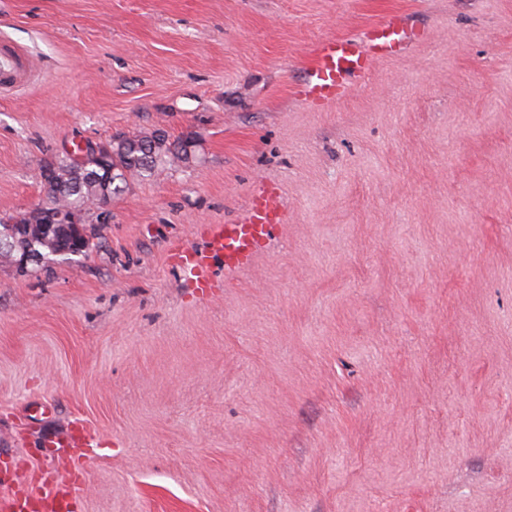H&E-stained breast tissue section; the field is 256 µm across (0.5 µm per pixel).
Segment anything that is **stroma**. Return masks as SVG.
<instances>
[{
	"label": "stroma",
	"mask_w": 512,
	"mask_h": 512,
	"mask_svg": "<svg viewBox=\"0 0 512 512\" xmlns=\"http://www.w3.org/2000/svg\"><path fill=\"white\" fill-rule=\"evenodd\" d=\"M425 37L340 101L317 41ZM0 215L88 140L195 158L131 181L77 263L0 261V460L97 436L77 512H512V0H0ZM284 222L214 296L168 262ZM34 64L15 50L0 49V89L9 91L29 83ZM283 222L281 194L274 186L257 185L246 215L231 224H214L209 229L208 246L196 250L183 245L172 248L170 262L203 294L211 290V261L224 260V270L233 272L249 266L278 224Z\"/></svg>",
	"instance_id": "obj_1"
}]
</instances>
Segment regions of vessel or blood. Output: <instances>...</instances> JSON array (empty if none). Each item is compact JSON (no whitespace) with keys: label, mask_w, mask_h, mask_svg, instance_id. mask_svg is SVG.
<instances>
[{"label":"vessel or blood","mask_w":512,"mask_h":512,"mask_svg":"<svg viewBox=\"0 0 512 512\" xmlns=\"http://www.w3.org/2000/svg\"><path fill=\"white\" fill-rule=\"evenodd\" d=\"M416 37V32L394 15L368 27L361 38L323 39L317 44L296 93L311 106L340 100L350 92L353 80L365 76L375 60L398 52ZM33 72L34 64L28 57L0 49L1 90L28 84ZM282 221L278 189L257 185L240 221L211 226L206 249L173 247L170 262L198 290L208 291L212 287L209 270L214 258L223 259L228 272L249 266ZM93 442V436L80 425L67 437L54 441L57 465L40 470L34 477L23 462L0 470V512H74L83 466Z\"/></svg>","instance_id":"1"}]
</instances>
